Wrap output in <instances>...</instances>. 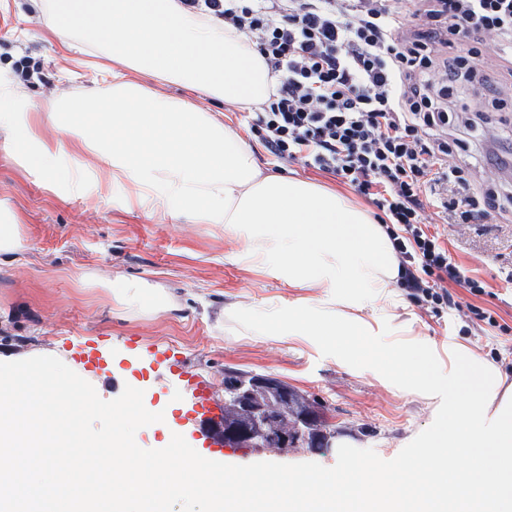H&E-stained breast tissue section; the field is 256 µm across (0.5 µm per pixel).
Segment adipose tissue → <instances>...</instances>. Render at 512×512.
Returning a JSON list of instances; mask_svg holds the SVG:
<instances>
[{
  "label": "adipose tissue",
  "instance_id": "1",
  "mask_svg": "<svg viewBox=\"0 0 512 512\" xmlns=\"http://www.w3.org/2000/svg\"><path fill=\"white\" fill-rule=\"evenodd\" d=\"M46 40L74 57L92 91L41 101L0 72V143L17 166L59 192L112 197L131 212L164 210L172 218L220 224L238 244V261L306 289L297 303L233 305L221 318L242 333L303 340L358 363L354 340L388 336L378 376L393 386L447 396L421 461L404 478L422 477L415 512H476L461 488L480 489L493 512H512V388L493 363L453 343L447 357L412 339L398 322L394 289L399 260L384 225L348 195L263 168L257 149L225 126L218 105L248 108L272 91L263 58L249 40L180 0H36ZM164 83L200 93L205 109L156 90ZM127 311L142 316L174 308L172 295L145 280L115 273L92 278ZM112 422L103 434L86 421ZM144 430L161 431L155 461L134 444ZM171 419L152 410L127 417L98 388L77 385L50 355L0 363V512H166L168 501L226 503L258 512H337L361 499L364 480L336 472L295 478L268 470L221 471L203 452L176 448ZM462 454L454 470L443 458ZM68 466H59L60 457ZM498 471L487 484V469Z\"/></svg>",
  "mask_w": 512,
  "mask_h": 512
}]
</instances>
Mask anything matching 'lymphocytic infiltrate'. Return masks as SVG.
Here are the masks:
<instances>
[{
  "mask_svg": "<svg viewBox=\"0 0 512 512\" xmlns=\"http://www.w3.org/2000/svg\"><path fill=\"white\" fill-rule=\"evenodd\" d=\"M182 0L244 35L276 84L245 112L280 160L350 186L383 215L400 284L418 307L459 309L451 285H484L453 262L433 224H484L512 195L475 184L453 163L446 130L462 87L474 118L512 112L498 78L512 52V0Z\"/></svg>",
  "mask_w": 512,
  "mask_h": 512,
  "instance_id": "f902f5d3",
  "label": "lymphocytic infiltrate"
}]
</instances>
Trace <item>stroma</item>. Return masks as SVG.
<instances>
[{
    "instance_id": "35a3bbf8",
    "label": "stroma",
    "mask_w": 512,
    "mask_h": 512,
    "mask_svg": "<svg viewBox=\"0 0 512 512\" xmlns=\"http://www.w3.org/2000/svg\"><path fill=\"white\" fill-rule=\"evenodd\" d=\"M0 69L17 73L37 99L80 92L86 81L41 35L28 0L0 9ZM0 202L23 218L29 248L0 256V358L22 359L36 350L55 352L79 381L100 386L104 397L124 402L119 378L142 387L148 398L190 409L192 380L206 383L216 416L224 414V371L268 376L305 392L322 406L346 447L288 453L225 448L217 463L225 474L278 469L289 476L324 471L372 477L370 496L381 495V477L421 454L441 412L439 400L383 384L373 374L338 362L325 350L270 336H245L216 317L231 304L295 301L302 290L249 269L234 257L236 244L220 224H194L163 216L146 219L113 206L111 199L63 196L17 168L0 145ZM444 242L453 261L485 285L475 296L456 286L461 310L434 315L413 303L400 321L436 347L456 341L492 362L512 385V223L449 224ZM121 273L144 278L172 293L179 312L156 318L124 311L83 275ZM492 313L497 327L473 322L466 305ZM168 353L175 371L157 368Z\"/></svg>"
}]
</instances>
